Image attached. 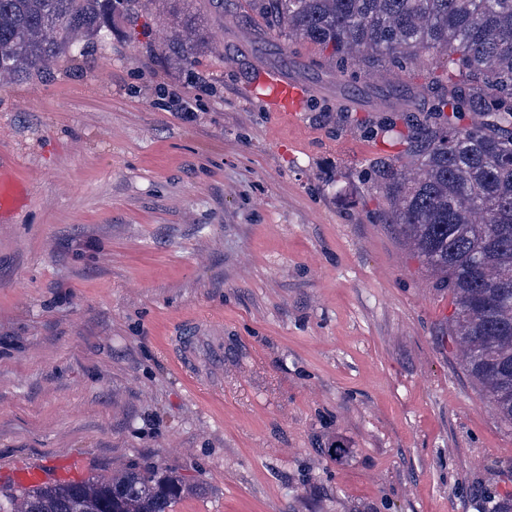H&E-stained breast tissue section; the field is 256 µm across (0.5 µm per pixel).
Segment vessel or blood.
<instances>
[{
    "label": "vessel or blood",
    "instance_id": "b4317fda",
    "mask_svg": "<svg viewBox=\"0 0 512 512\" xmlns=\"http://www.w3.org/2000/svg\"><path fill=\"white\" fill-rule=\"evenodd\" d=\"M250 90L266 102L274 116L293 127L300 125L302 104L311 93L309 86L288 78L284 73L262 69L255 72ZM18 183L19 178L15 173L0 171V213L15 205ZM210 336V331L198 323L187 324L179 338L180 365L195 366L198 349Z\"/></svg>",
    "mask_w": 512,
    "mask_h": 512
}]
</instances>
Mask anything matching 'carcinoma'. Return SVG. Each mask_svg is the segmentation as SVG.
<instances>
[{
	"instance_id": "1",
	"label": "carcinoma",
	"mask_w": 512,
	"mask_h": 512,
	"mask_svg": "<svg viewBox=\"0 0 512 512\" xmlns=\"http://www.w3.org/2000/svg\"><path fill=\"white\" fill-rule=\"evenodd\" d=\"M117 0H0V80L48 68L99 36ZM269 33L331 50L336 72L423 51L444 52L422 85L424 124L381 133L399 140L411 168L369 165L387 216L426 269L452 293L448 336L463 368L512 426V0H247ZM177 20L174 39H194ZM187 484L172 472L131 469L110 479L44 484L11 512H171Z\"/></svg>"
}]
</instances>
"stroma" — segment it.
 <instances>
[{
	"mask_svg": "<svg viewBox=\"0 0 512 512\" xmlns=\"http://www.w3.org/2000/svg\"><path fill=\"white\" fill-rule=\"evenodd\" d=\"M245 0H141L75 57L0 87V503L20 469L182 475L172 512H494L512 426L459 363L452 295L364 180L399 145L362 136L411 72L357 87ZM191 16L199 44L171 38ZM315 87L292 129L256 69ZM224 345L208 372L183 321ZM18 183L23 181L15 173L0 171V213L15 205L19 192ZM211 333L208 329L202 328L198 323H189L183 329L179 337V359L181 366L195 367L198 349L205 341H209Z\"/></svg>",
	"mask_w": 512,
	"mask_h": 512,
	"instance_id": "1",
	"label": "stroma"
}]
</instances>
